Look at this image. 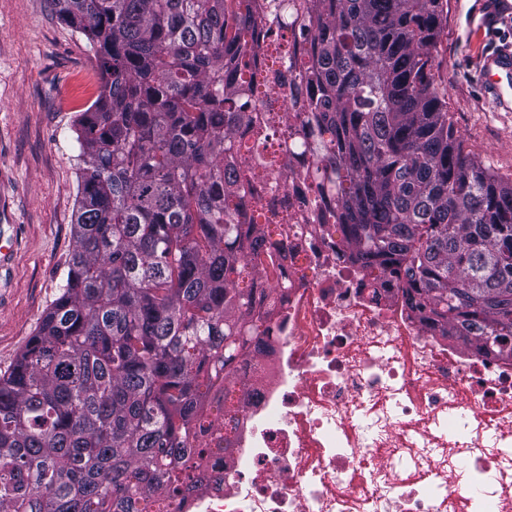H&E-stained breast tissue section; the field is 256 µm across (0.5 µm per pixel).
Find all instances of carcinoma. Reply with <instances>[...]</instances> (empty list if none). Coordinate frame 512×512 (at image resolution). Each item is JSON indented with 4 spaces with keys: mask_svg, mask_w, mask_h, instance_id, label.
Wrapping results in <instances>:
<instances>
[{
    "mask_svg": "<svg viewBox=\"0 0 512 512\" xmlns=\"http://www.w3.org/2000/svg\"><path fill=\"white\" fill-rule=\"evenodd\" d=\"M53 2L101 87L77 121L65 282L0 376V512H146L196 487L195 422L262 351L253 284L278 269L244 169L286 176L292 149L352 263L512 356V181L465 149L435 85L442 0ZM295 17L309 49L284 73L267 58ZM263 87L296 108L286 150L252 113Z\"/></svg>",
    "mask_w": 512,
    "mask_h": 512,
    "instance_id": "obj_1",
    "label": "carcinoma"
}]
</instances>
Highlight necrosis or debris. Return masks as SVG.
Returning a JSON list of instances; mask_svg holds the SVG:
<instances>
[{"mask_svg": "<svg viewBox=\"0 0 512 512\" xmlns=\"http://www.w3.org/2000/svg\"><path fill=\"white\" fill-rule=\"evenodd\" d=\"M278 285L266 353L240 359L198 432L183 512H512V358L443 338L393 276L340 257L314 191L252 172Z\"/></svg>", "mask_w": 512, "mask_h": 512, "instance_id": "obj_1", "label": "necrosis or debris"}]
</instances>
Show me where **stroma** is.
Masks as SVG:
<instances>
[{
	"label": "stroma",
	"mask_w": 512,
	"mask_h": 512,
	"mask_svg": "<svg viewBox=\"0 0 512 512\" xmlns=\"http://www.w3.org/2000/svg\"><path fill=\"white\" fill-rule=\"evenodd\" d=\"M434 74L473 156L512 180V111L496 109L480 82L487 47L512 42V15L483 22L484 0H443ZM86 37L52 0H0V374L24 351L59 295L73 249L79 145L75 120L99 93Z\"/></svg>",
	"instance_id": "1"
}]
</instances>
